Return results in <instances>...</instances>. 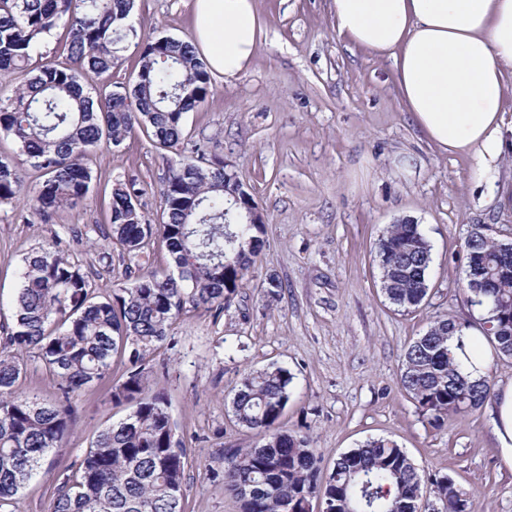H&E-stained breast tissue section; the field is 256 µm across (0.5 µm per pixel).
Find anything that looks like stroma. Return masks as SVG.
Returning <instances> with one entry per match:
<instances>
[{"instance_id": "obj_1", "label": "stroma", "mask_w": 512, "mask_h": 512, "mask_svg": "<svg viewBox=\"0 0 512 512\" xmlns=\"http://www.w3.org/2000/svg\"><path fill=\"white\" fill-rule=\"evenodd\" d=\"M193 0H136L132 22L145 35L194 37ZM257 51L232 81L212 76L209 95L186 113L184 140L231 164L266 222V246L219 317L181 320L155 359L150 379L165 392L190 465L189 512H239L224 483L202 467L227 448L258 443L230 412L244 374L278 364L294 376L282 417L309 435L323 470L370 438L404 448L428 475H447L474 512H512V463L494 435L493 406L450 415L442 426L399 386L407 344L433 317L478 320L462 290L471 225L512 235V150L486 160L436 150L403 108L391 59L350 44L336 30L329 0H255ZM179 152L156 148L144 132L120 153H95L97 180L87 201L27 223L26 200L0 208V337L14 325L21 259L75 228L74 259L101 281L124 278L120 252L101 258L94 243L106 224L104 193L135 180L149 218L160 207L161 179ZM420 224L432 246L428 295L402 312L387 300L375 257L394 223ZM282 281L267 293L266 279ZM111 384L75 397L66 449L49 454L40 477L17 495L18 512H53L54 489L73 474L92 438L126 417Z\"/></svg>"}]
</instances>
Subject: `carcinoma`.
<instances>
[{
  "label": "carcinoma",
  "mask_w": 512,
  "mask_h": 512,
  "mask_svg": "<svg viewBox=\"0 0 512 512\" xmlns=\"http://www.w3.org/2000/svg\"><path fill=\"white\" fill-rule=\"evenodd\" d=\"M134 8L135 0H0V80L19 79L12 95L0 97V137L16 145L15 154H0V207L26 196L32 214L46 219L82 204L95 179L94 150L120 151L138 127L161 149L182 144L184 115L210 92L207 63L189 41L138 35ZM60 26L68 32L65 60L28 68L31 53ZM125 42L135 43L140 66L132 84L114 91L112 70ZM86 68L104 80L94 95L81 83ZM29 169L38 173L32 186ZM232 192L224 160L195 143L162 178L160 223L135 206L136 182L111 188L103 258L120 248L130 263L124 280L96 282L63 252L60 238L23 257L15 323L0 342V510L40 476L48 452L66 447L72 397L117 368L112 403L132 411L100 431L58 484L54 512H186L184 441L167 396L150 388L149 376L173 325L200 311L219 317L263 250L264 225L247 223L251 200ZM157 242L172 270L132 275L131 265L148 263ZM465 248L463 290L470 305L490 313L477 330L492 355L512 358V240L474 224ZM376 258L389 302L404 312L419 308L431 262L420 225H390ZM472 328L438 315L405 349L400 387L438 425L491 399L490 360L476 363L464 340ZM19 349L35 351L57 399L19 391ZM292 383L287 369L271 365L233 389L235 421L261 443L224 450L206 471L224 481L239 512H312L318 498L330 512H418L425 482L441 512H472L454 479L422 476L406 451L384 438L341 454L323 473L310 438L281 426Z\"/></svg>",
  "instance_id": "1"
}]
</instances>
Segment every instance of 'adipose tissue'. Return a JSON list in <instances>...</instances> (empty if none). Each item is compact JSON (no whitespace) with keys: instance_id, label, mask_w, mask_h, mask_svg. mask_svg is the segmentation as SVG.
Wrapping results in <instances>:
<instances>
[{"instance_id":"adipose-tissue-1","label":"adipose tissue","mask_w":512,"mask_h":512,"mask_svg":"<svg viewBox=\"0 0 512 512\" xmlns=\"http://www.w3.org/2000/svg\"><path fill=\"white\" fill-rule=\"evenodd\" d=\"M337 31L391 59L400 100L440 151L496 156L512 75V0H330ZM194 32L213 74L235 79L254 57L253 0H194Z\"/></svg>"}]
</instances>
